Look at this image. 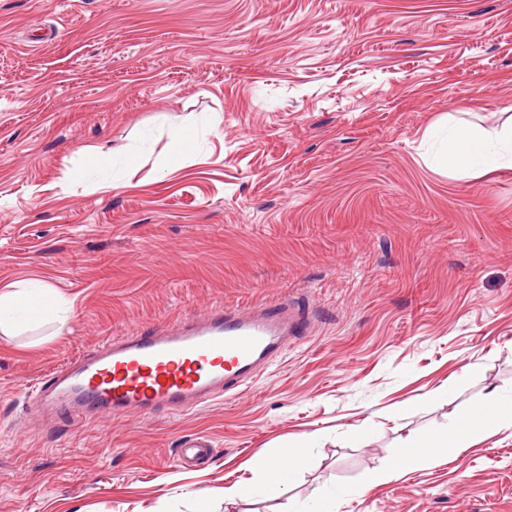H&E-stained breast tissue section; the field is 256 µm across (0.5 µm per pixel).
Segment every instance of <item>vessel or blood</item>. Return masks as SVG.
Masks as SVG:
<instances>
[{"mask_svg":"<svg viewBox=\"0 0 512 512\" xmlns=\"http://www.w3.org/2000/svg\"><path fill=\"white\" fill-rule=\"evenodd\" d=\"M307 328L301 307L277 301L246 313L216 308L118 336L42 382L36 409L83 418L179 414L238 393Z\"/></svg>","mask_w":512,"mask_h":512,"instance_id":"1","label":"vessel or blood"}]
</instances>
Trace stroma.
<instances>
[{"label":"stroma","instance_id":"35a3bbf8","mask_svg":"<svg viewBox=\"0 0 512 512\" xmlns=\"http://www.w3.org/2000/svg\"><path fill=\"white\" fill-rule=\"evenodd\" d=\"M511 107L512 0H0V290L62 300L0 332V512H305L335 486V512H512L511 425L366 483L512 397V169L438 161L451 122ZM277 298L309 330L235 398L28 410L112 337ZM305 435L288 494L225 503ZM196 436L211 458L177 460ZM506 424L512 425V399L472 408L458 415L445 433L424 435L398 448L393 466L372 471L367 477L368 484H385L402 474L426 468L436 460L435 448L456 451L470 448L479 437L494 435Z\"/></svg>","mask_w":512,"mask_h":512}]
</instances>
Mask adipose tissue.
Listing matches in <instances>:
<instances>
[{
    "label": "adipose tissue",
    "mask_w": 512,
    "mask_h": 512,
    "mask_svg": "<svg viewBox=\"0 0 512 512\" xmlns=\"http://www.w3.org/2000/svg\"><path fill=\"white\" fill-rule=\"evenodd\" d=\"M444 153L450 167L467 174H485L508 166L512 168V119L502 127L477 129L458 121L448 131ZM53 302L50 289L12 288L0 292V325L18 320L43 318ZM512 425V399L481 405L458 415L446 432L422 436L418 441L397 449L393 466L372 471L367 481L381 485L398 476L431 465L436 451L448 448L460 451L471 447L479 437L498 433ZM310 437L295 439L284 449L281 459L261 461L262 479L255 484L230 486L224 490L226 501L246 500L256 496L277 498L294 484L296 476L309 462Z\"/></svg>",
    "instance_id": "obj_1"
}]
</instances>
